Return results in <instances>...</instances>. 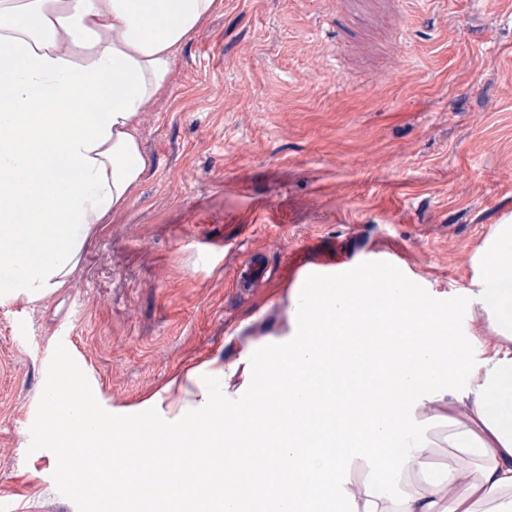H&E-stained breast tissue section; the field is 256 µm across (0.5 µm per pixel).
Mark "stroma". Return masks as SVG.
<instances>
[{
  "label": "stroma",
  "mask_w": 512,
  "mask_h": 512,
  "mask_svg": "<svg viewBox=\"0 0 512 512\" xmlns=\"http://www.w3.org/2000/svg\"><path fill=\"white\" fill-rule=\"evenodd\" d=\"M434 13L335 59L331 41L364 30L336 0H221L141 114L152 164L128 209L70 288L0 307V512H88L35 426L66 344L116 414L212 358L242 361L231 411L257 350L286 341L304 272L380 256L458 332L492 335L472 291L486 240L512 225V0ZM256 254L267 273L244 284Z\"/></svg>",
  "instance_id": "1"
}]
</instances>
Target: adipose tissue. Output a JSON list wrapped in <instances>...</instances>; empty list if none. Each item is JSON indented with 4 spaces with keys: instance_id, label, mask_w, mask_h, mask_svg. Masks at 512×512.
Here are the masks:
<instances>
[{
    "instance_id": "adipose-tissue-1",
    "label": "adipose tissue",
    "mask_w": 512,
    "mask_h": 512,
    "mask_svg": "<svg viewBox=\"0 0 512 512\" xmlns=\"http://www.w3.org/2000/svg\"><path fill=\"white\" fill-rule=\"evenodd\" d=\"M219 0H0V306H33L70 285L104 225L130 205L150 161L139 116L166 86L177 53ZM478 302L498 334L490 350L446 310L404 288L368 303L363 283L327 285L298 305L287 344L257 362L236 412L224 410V363L187 372L166 419H112L59 356L37 425L69 454L62 479L95 491L101 512H512V225L484 255ZM352 369H343L345 360ZM341 398L305 402L303 386ZM435 406V432L417 420ZM265 460L262 480L228 465L225 441ZM109 447L110 456L100 454ZM448 446L475 459L427 464ZM178 462L143 489L142 451ZM421 459L419 470L405 466ZM365 471L356 501L353 466Z\"/></svg>"
}]
</instances>
